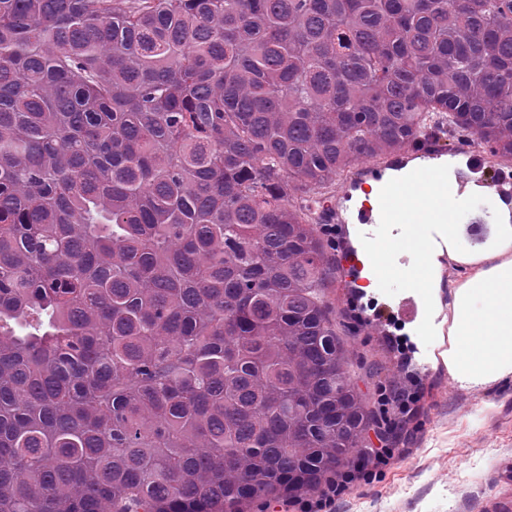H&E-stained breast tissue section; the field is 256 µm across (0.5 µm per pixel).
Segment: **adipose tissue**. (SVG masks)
Here are the masks:
<instances>
[{
  "label": "adipose tissue",
  "mask_w": 512,
  "mask_h": 512,
  "mask_svg": "<svg viewBox=\"0 0 512 512\" xmlns=\"http://www.w3.org/2000/svg\"><path fill=\"white\" fill-rule=\"evenodd\" d=\"M493 236L471 246L460 224H437V240L426 248L421 269L400 272L402 285L415 289L429 314H448V377L472 389L512 375V208L487 199ZM463 271L445 280L447 265Z\"/></svg>",
  "instance_id": "obj_1"
}]
</instances>
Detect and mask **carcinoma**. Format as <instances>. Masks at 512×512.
I'll use <instances>...</instances> for the list:
<instances>
[{
    "label": "carcinoma",
    "mask_w": 512,
    "mask_h": 512,
    "mask_svg": "<svg viewBox=\"0 0 512 512\" xmlns=\"http://www.w3.org/2000/svg\"><path fill=\"white\" fill-rule=\"evenodd\" d=\"M512 164V0H0V512H247L368 455L313 204Z\"/></svg>",
    "instance_id": "carcinoma-1"
}]
</instances>
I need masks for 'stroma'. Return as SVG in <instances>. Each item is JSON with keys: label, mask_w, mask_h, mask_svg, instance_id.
Here are the masks:
<instances>
[{"label": "stroma", "mask_w": 512, "mask_h": 512, "mask_svg": "<svg viewBox=\"0 0 512 512\" xmlns=\"http://www.w3.org/2000/svg\"><path fill=\"white\" fill-rule=\"evenodd\" d=\"M354 240L334 238L325 290L348 375L369 405L389 383L415 401L400 417L392 458L374 474L355 472L336 512H512V480L500 470L512 463V380L476 391L451 386L445 363L421 369L394 304L358 294L345 262Z\"/></svg>", "instance_id": "1"}]
</instances>
